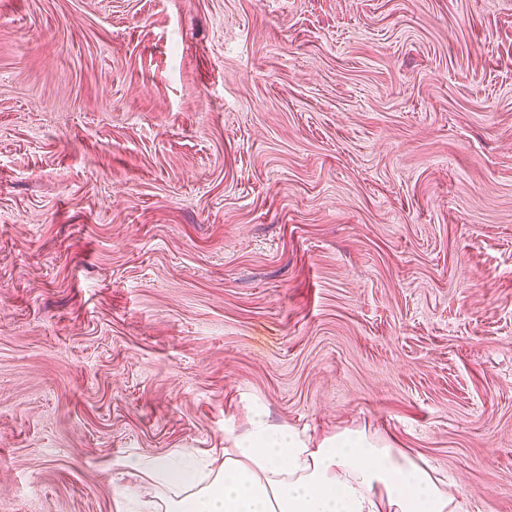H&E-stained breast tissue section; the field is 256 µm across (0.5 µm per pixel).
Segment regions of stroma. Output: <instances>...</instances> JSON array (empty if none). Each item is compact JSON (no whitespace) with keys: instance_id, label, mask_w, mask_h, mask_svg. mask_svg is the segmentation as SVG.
<instances>
[{"instance_id":"stroma-1","label":"stroma","mask_w":512,"mask_h":512,"mask_svg":"<svg viewBox=\"0 0 512 512\" xmlns=\"http://www.w3.org/2000/svg\"><path fill=\"white\" fill-rule=\"evenodd\" d=\"M257 408L512 512V0H0V512Z\"/></svg>"}]
</instances>
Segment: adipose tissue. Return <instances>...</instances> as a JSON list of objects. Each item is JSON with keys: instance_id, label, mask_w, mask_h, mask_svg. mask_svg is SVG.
I'll use <instances>...</instances> for the list:
<instances>
[{"instance_id": "obj_1", "label": "adipose tissue", "mask_w": 512, "mask_h": 512, "mask_svg": "<svg viewBox=\"0 0 512 512\" xmlns=\"http://www.w3.org/2000/svg\"><path fill=\"white\" fill-rule=\"evenodd\" d=\"M128 465L165 512H466L464 490L386 438L345 428L316 440L259 410L221 458Z\"/></svg>"}]
</instances>
